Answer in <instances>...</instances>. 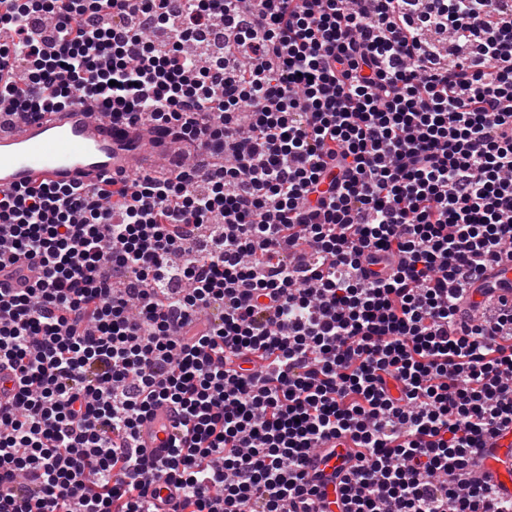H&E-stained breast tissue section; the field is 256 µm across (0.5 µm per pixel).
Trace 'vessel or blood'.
Listing matches in <instances>:
<instances>
[{
    "label": "vessel or blood",
    "mask_w": 512,
    "mask_h": 512,
    "mask_svg": "<svg viewBox=\"0 0 512 512\" xmlns=\"http://www.w3.org/2000/svg\"><path fill=\"white\" fill-rule=\"evenodd\" d=\"M95 111V106L84 100L41 118L18 122L14 130L0 134V190L98 183L111 180L119 168L133 172L139 151L124 150L122 139L113 135ZM487 276L497 295L512 297V257L503 256ZM175 424L170 406L155 407L138 429L137 446L154 461H164ZM323 445L321 453L309 457L307 468L310 473L328 477L344 466L353 442L343 435L328 438ZM477 476L502 497L512 498V427L486 435Z\"/></svg>",
    "instance_id": "obj_1"
}]
</instances>
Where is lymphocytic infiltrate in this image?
<instances>
[{
    "mask_svg": "<svg viewBox=\"0 0 512 512\" xmlns=\"http://www.w3.org/2000/svg\"><path fill=\"white\" fill-rule=\"evenodd\" d=\"M505 12L0 0L1 131L64 94L197 157L0 191V512H310L332 435L343 512H512L465 478L512 425V305H461L512 255ZM176 414L168 405H158L140 425L136 445L156 462L164 461L171 451ZM321 453L309 457L307 468L311 475L316 473L331 476L334 471L345 465L347 448H353L352 440L347 436L330 437L323 441ZM326 448H333L332 451Z\"/></svg>",
    "mask_w": 512,
    "mask_h": 512,
    "instance_id": "obj_1",
    "label": "lymphocytic infiltrate"
}]
</instances>
